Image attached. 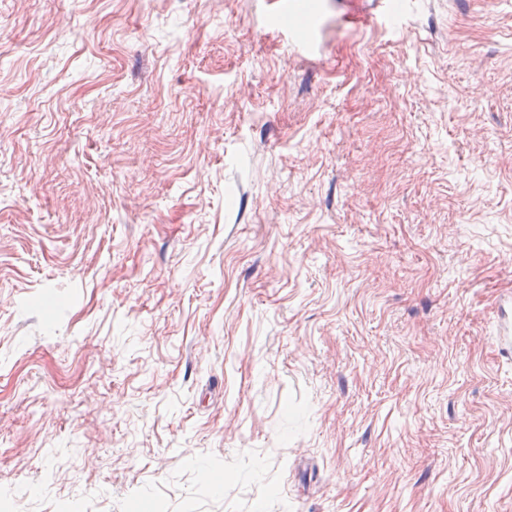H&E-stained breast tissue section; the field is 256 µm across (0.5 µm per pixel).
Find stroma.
Instances as JSON below:
<instances>
[{
    "label": "stroma",
    "mask_w": 512,
    "mask_h": 512,
    "mask_svg": "<svg viewBox=\"0 0 512 512\" xmlns=\"http://www.w3.org/2000/svg\"><path fill=\"white\" fill-rule=\"evenodd\" d=\"M1 87L12 512H512V0H0Z\"/></svg>",
    "instance_id": "obj_1"
}]
</instances>
